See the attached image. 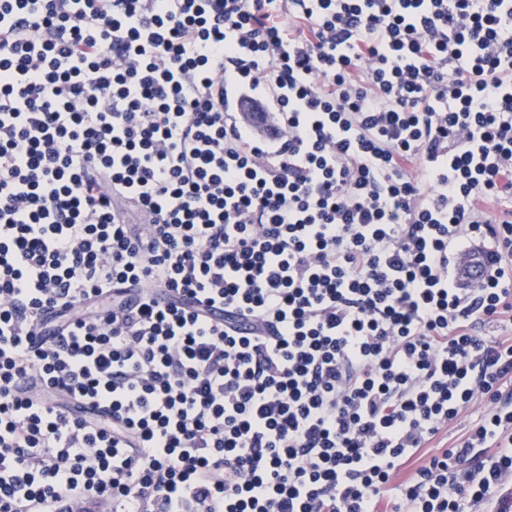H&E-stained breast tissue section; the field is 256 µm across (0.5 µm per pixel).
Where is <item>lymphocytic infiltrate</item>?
I'll return each instance as SVG.
<instances>
[{
  "instance_id": "obj_1",
  "label": "lymphocytic infiltrate",
  "mask_w": 512,
  "mask_h": 512,
  "mask_svg": "<svg viewBox=\"0 0 512 512\" xmlns=\"http://www.w3.org/2000/svg\"><path fill=\"white\" fill-rule=\"evenodd\" d=\"M480 323L512 0H0V512H512ZM224 109L228 112H238L265 139L275 140L281 136V130L270 121L269 109L263 102L254 104L247 100H236ZM482 410V405H477L474 407V409L468 414V416L462 418L459 422L456 424H453L452 426L448 427V431L446 430L442 431L438 437L429 444L430 447L423 448L421 451V454H423V458L428 457L432 454L440 453L448 446H451V444L461 438L468 430L470 424L480 415V412ZM422 459L416 461V462H410L405 468H403L402 476L408 477L412 475L417 468V466L421 463Z\"/></svg>"
}]
</instances>
